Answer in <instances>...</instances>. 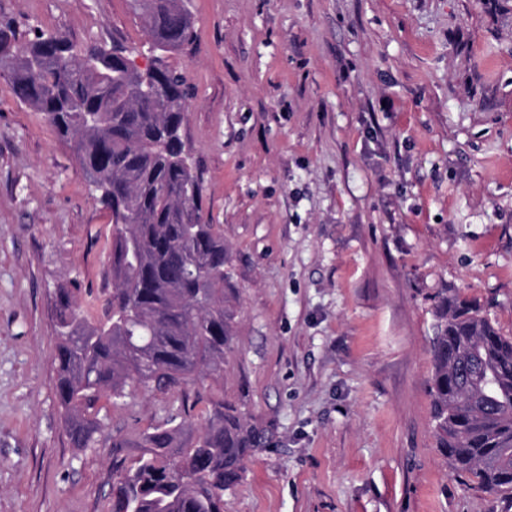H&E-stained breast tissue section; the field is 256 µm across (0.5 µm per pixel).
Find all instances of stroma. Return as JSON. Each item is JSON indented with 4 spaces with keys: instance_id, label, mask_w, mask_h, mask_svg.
<instances>
[{
    "instance_id": "stroma-1",
    "label": "stroma",
    "mask_w": 512,
    "mask_h": 512,
    "mask_svg": "<svg viewBox=\"0 0 512 512\" xmlns=\"http://www.w3.org/2000/svg\"><path fill=\"white\" fill-rule=\"evenodd\" d=\"M189 8L167 62L192 88L184 139L235 297V350L197 388L271 436L224 512H512L446 463L430 396L441 296L512 336V0ZM1 17L155 55L128 0H0ZM111 233L70 147L0 77V512H110L113 460L179 405L130 389L101 400L95 445L69 444L53 296L111 288Z\"/></svg>"
}]
</instances>
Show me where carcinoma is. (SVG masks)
I'll list each match as a JSON object with an SVG mask.
<instances>
[{"label":"carcinoma","instance_id":"1","mask_svg":"<svg viewBox=\"0 0 512 512\" xmlns=\"http://www.w3.org/2000/svg\"><path fill=\"white\" fill-rule=\"evenodd\" d=\"M130 8L160 52L145 70L121 42L79 50L44 31L22 42L13 22L0 20V76L73 148L112 215V291L102 315L89 319L76 288L55 292V396L74 448L95 443L101 395L182 393L220 373L234 350L224 233L203 220L202 178L181 134L190 87L164 57L190 44L192 13L187 0H130ZM434 317L438 448L485 492L512 495V338L457 295L443 297ZM195 406L183 396L182 408L144 436L148 453L114 465L110 512H224V492L265 435L222 399L211 401L195 435Z\"/></svg>","mask_w":512,"mask_h":512}]
</instances>
